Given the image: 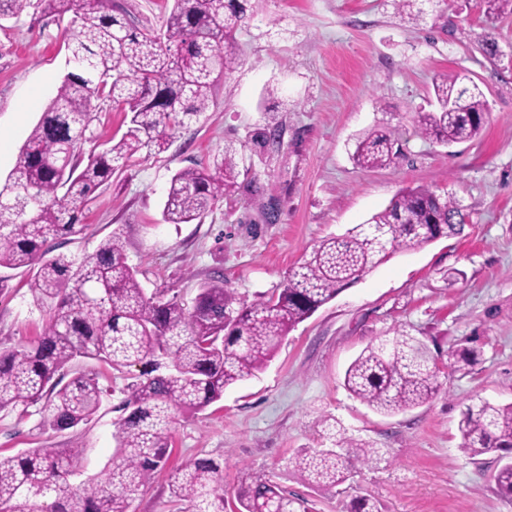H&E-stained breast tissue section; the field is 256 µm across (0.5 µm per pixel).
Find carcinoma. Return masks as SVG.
Instances as JSON below:
<instances>
[{
    "instance_id": "carcinoma-1",
    "label": "carcinoma",
    "mask_w": 512,
    "mask_h": 512,
    "mask_svg": "<svg viewBox=\"0 0 512 512\" xmlns=\"http://www.w3.org/2000/svg\"><path fill=\"white\" fill-rule=\"evenodd\" d=\"M46 14L73 12L78 31L70 45V71L0 183V267L32 273L33 306L44 312L43 333L33 342L0 350V411L48 397L47 421L56 430L78 426L98 411L106 391L95 376L63 382L76 357L114 369L143 365L125 391L129 414L118 422V459L102 481L74 486V454L31 448L0 456V512H128L154 471L166 461L170 433L180 413L202 411L224 389L262 371L283 337L350 282L398 251L420 249L463 231L468 214L449 194L429 187L399 192L384 210L342 236L315 245L281 288L251 304H236L224 286H201L192 307L147 294L117 233L83 258L55 254L50 241L75 232L78 209L112 175L167 149L170 138L207 111L219 80L238 61L236 34L245 19L240 0H172L164 31L140 29L114 0H39ZM31 0H0V20L17 18ZM466 76L446 74L434 83L435 109L415 113L418 133L452 144L480 134L489 105ZM100 101L128 121L120 138L83 156L97 139ZM395 131L378 125L361 136L353 160L363 170L398 163ZM238 150L227 145L213 165L173 174L162 218L188 224L213 211L237 187ZM471 349L448 350V369L468 371ZM440 369L427 346L398 332L368 345L348 366L344 386L375 411L392 415L428 402L440 390ZM460 450L472 461L495 453L497 491L512 496V403L482 401L459 423ZM333 448L305 450L297 467L314 489L347 480L353 463L379 449L332 434ZM172 496L188 512H309L307 501L268 475L241 481L237 504L224 498L223 469L208 459L174 476Z\"/></svg>"
}]
</instances>
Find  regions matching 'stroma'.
Here are the masks:
<instances>
[{
  "mask_svg": "<svg viewBox=\"0 0 512 512\" xmlns=\"http://www.w3.org/2000/svg\"><path fill=\"white\" fill-rule=\"evenodd\" d=\"M400 17L392 0H248L237 34L241 62L219 82L201 122L169 149L113 175L78 214L79 233L57 239L83 257L120 234L147 293L193 305L202 282L222 280L253 302L286 281L305 252L384 209L402 189L452 193L469 215L463 233L389 261L346 287L298 324L256 376L228 386L221 400L172 426V453L129 512H177L176 471L198 458L224 470V495L266 473L305 497L312 512H348L365 497L381 512H512L491 479L496 457L472 463L459 449L458 422L470 405L512 402V15L490 17L484 0H419ZM76 33L70 17L28 8L0 22V179L68 72ZM503 57L491 64L484 36ZM460 73L477 83L491 111L478 138L440 145L422 138L416 112L429 109L433 82ZM396 128L404 157L366 171L351 159L358 136ZM276 138L258 144L263 133ZM234 144L248 176L201 222L161 216L171 176L212 164ZM0 349L33 340L46 316L31 304V276L5 270ZM402 331L427 344L439 365L452 347H472L468 372L445 375L426 404L392 416L355 399L343 385L349 363L371 342ZM140 366L120 370L78 358L67 376L96 374L108 395L92 420L49 426L42 404L0 412V454L51 446L79 452L70 481L98 480L117 451L127 385ZM373 443L377 460L348 479L314 490L295 467L301 450L330 447L329 425Z\"/></svg>",
  "mask_w": 512,
  "mask_h": 512,
  "instance_id": "35a3bbf8",
  "label": "stroma"
}]
</instances>
